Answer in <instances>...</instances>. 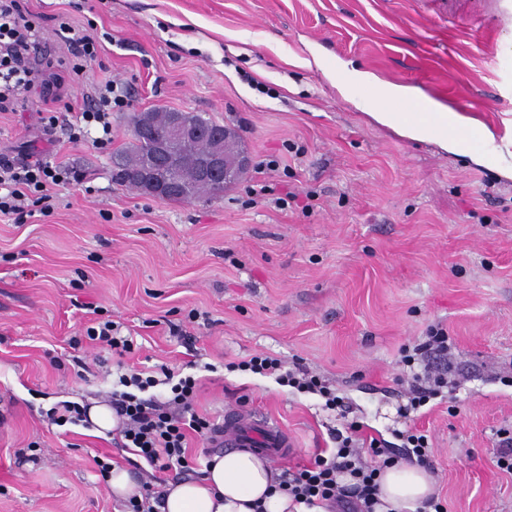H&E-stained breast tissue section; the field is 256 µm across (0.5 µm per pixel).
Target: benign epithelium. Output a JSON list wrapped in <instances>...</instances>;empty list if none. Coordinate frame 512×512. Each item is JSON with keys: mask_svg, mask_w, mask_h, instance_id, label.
Instances as JSON below:
<instances>
[{"mask_svg": "<svg viewBox=\"0 0 512 512\" xmlns=\"http://www.w3.org/2000/svg\"><path fill=\"white\" fill-rule=\"evenodd\" d=\"M133 134L150 141V151L132 177L141 192L153 198H167L188 179L228 187L252 166L249 153L241 145L239 131L226 125L224 132L211 139L205 152L194 157L189 169L183 170L185 160L183 155L175 153V148L201 136L200 126L183 111H169L163 134L155 129L153 112H137Z\"/></svg>", "mask_w": 512, "mask_h": 512, "instance_id": "obj_1", "label": "benign epithelium"}]
</instances>
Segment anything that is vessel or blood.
<instances>
[{
	"label": "vessel or blood",
	"mask_w": 512,
	"mask_h": 512,
	"mask_svg": "<svg viewBox=\"0 0 512 512\" xmlns=\"http://www.w3.org/2000/svg\"><path fill=\"white\" fill-rule=\"evenodd\" d=\"M216 448H255L267 453L272 460L288 459L293 453V440L280 423L264 416L225 412L224 420L213 435Z\"/></svg>",
	"instance_id": "b4317fda"
}]
</instances>
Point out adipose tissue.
<instances>
[{"mask_svg":"<svg viewBox=\"0 0 512 512\" xmlns=\"http://www.w3.org/2000/svg\"><path fill=\"white\" fill-rule=\"evenodd\" d=\"M278 475L262 455L242 449L217 454L202 477L165 486L160 512H325L321 506L292 505L288 495L274 487ZM378 483L374 512H415L436 493L433 474L405 461L385 467Z\"/></svg>","mask_w":512,"mask_h":512,"instance_id":"obj_1","label":"adipose tissue"}]
</instances>
